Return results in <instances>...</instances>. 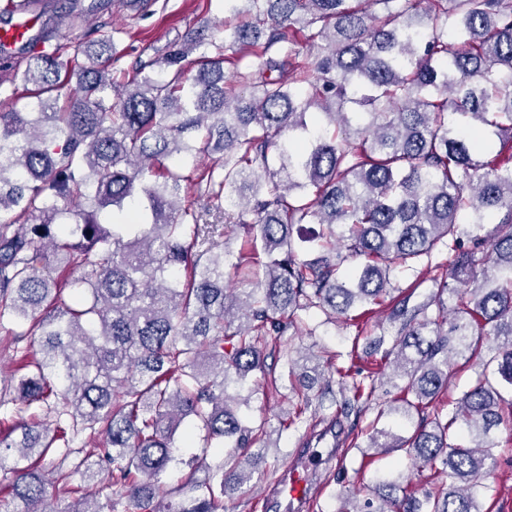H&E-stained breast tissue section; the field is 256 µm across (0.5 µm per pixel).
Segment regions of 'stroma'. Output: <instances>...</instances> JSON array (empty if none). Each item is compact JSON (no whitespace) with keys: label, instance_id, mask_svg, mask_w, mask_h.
<instances>
[{"label":"stroma","instance_id":"stroma-1","mask_svg":"<svg viewBox=\"0 0 512 512\" xmlns=\"http://www.w3.org/2000/svg\"><path fill=\"white\" fill-rule=\"evenodd\" d=\"M73 12L90 11L89 23L73 26L59 18L61 8ZM35 11L40 27L54 30L59 44H74L91 39V25L107 21L125 31L118 61L119 69H130L137 60L156 61L171 48L189 39L197 30L208 29L216 39L224 37V0H36ZM389 305L374 306L371 313L348 320L329 317L318 310L301 314L302 326L288 329L284 335L271 337L267 353L276 361L282 376L277 387L260 388L251 400L254 420H267L270 447L264 459L250 461L254 472L250 485L228 491L224 512H279L265 496L266 490L302 448L307 439L319 434L328 425H335L345 451L342 466L320 469L315 484L320 492L314 496L308 512H339L345 491L359 492L370 486L378 468L403 473L409 489L424 492L441 480L435 465L412 466L404 452L367 457L370 424L380 403L386 399L391 368L374 343L390 331L387 319ZM297 357L311 354L324 357L333 354L334 367L374 379V399L356 416L341 414V395L313 398L302 423L281 429L279 421L291 412L297 399L284 375L287 371L281 356ZM497 464L482 479L479 495L482 512H512V421L501 424L494 432Z\"/></svg>","mask_w":512,"mask_h":512}]
</instances>
